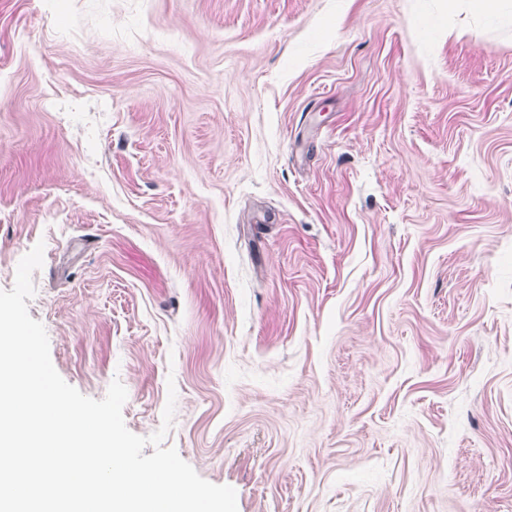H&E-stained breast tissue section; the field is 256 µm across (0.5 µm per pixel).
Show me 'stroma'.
<instances>
[{
	"mask_svg": "<svg viewBox=\"0 0 512 512\" xmlns=\"http://www.w3.org/2000/svg\"><path fill=\"white\" fill-rule=\"evenodd\" d=\"M238 512H512V6L0 0V290Z\"/></svg>",
	"mask_w": 512,
	"mask_h": 512,
	"instance_id": "35a3bbf8",
	"label": "stroma"
}]
</instances>
